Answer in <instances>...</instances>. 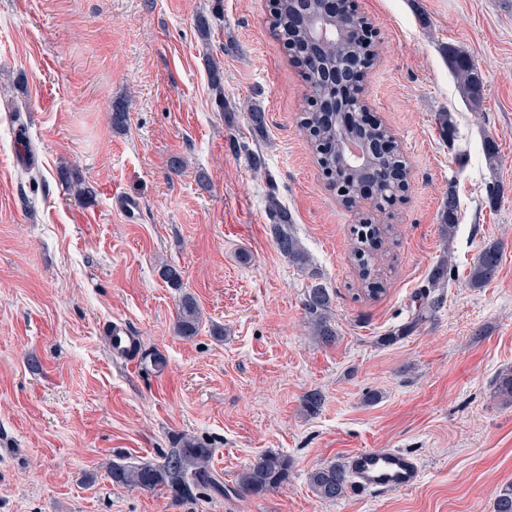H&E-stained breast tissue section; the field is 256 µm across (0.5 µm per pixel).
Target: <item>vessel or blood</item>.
<instances>
[{
  "instance_id": "b4317fda",
  "label": "vessel or blood",
  "mask_w": 512,
  "mask_h": 512,
  "mask_svg": "<svg viewBox=\"0 0 512 512\" xmlns=\"http://www.w3.org/2000/svg\"><path fill=\"white\" fill-rule=\"evenodd\" d=\"M353 474L361 489L392 492L413 487L420 478V465L406 453L375 449L356 453Z\"/></svg>"
}]
</instances>
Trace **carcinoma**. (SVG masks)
Returning <instances> with one entry per match:
<instances>
[{
    "mask_svg": "<svg viewBox=\"0 0 512 512\" xmlns=\"http://www.w3.org/2000/svg\"><path fill=\"white\" fill-rule=\"evenodd\" d=\"M303 10L296 0H276L270 9V30L288 51L295 55L293 63L305 74L309 87L307 102L332 100L336 91L328 83L336 67L352 59L365 68H371L379 55V46L371 37L372 25L357 11L341 10V38L317 48L308 39L307 28L295 19V12ZM450 66L462 89L474 104L481 100L479 77L467 56L460 51L450 53ZM358 91L346 87L342 92L345 107L352 123L338 124L323 112L305 109L300 127L305 132L313 149L316 162L322 173L328 176L330 184L343 189L342 201L350 203L358 197L364 184L361 170L343 163L342 147L351 138L358 141L361 149L368 154L371 168L380 180L390 186H406L409 169L396 139L380 121L371 126H358L355 120L361 106ZM112 128L123 130L127 126L128 104L117 101L112 105ZM458 216V202L453 192L443 210L442 230L448 237L454 234ZM292 218L285 209L276 210V223L272 225L275 244L289 262L300 270L309 266V256L300 240L291 229ZM392 225L378 223L377 216H358V223L352 229L353 246L351 261L358 271V290L368 297H374L383 290L380 280V264L383 254L379 253L382 242L391 233ZM502 261L501 249L490 244L481 251L471 267L468 281L471 287L480 288L491 282L497 275ZM311 284L305 290L304 310L308 317L311 333L324 345L336 342V330L329 321L328 312L333 303V292L318 281L315 272H309ZM439 299L432 297L424 303L416 320L409 325L382 337V342L392 344L405 337L428 312L438 307ZM201 324V310L195 297L185 293L180 298L175 329L178 335L190 338L196 335ZM213 449L190 437H183L176 447L162 456V461H138L112 463L109 475L112 482L134 489L147 491L167 488L182 499L195 497V490L202 488L216 495H224V483L213 473L210 463ZM292 463L288 456L266 451L238 475V491L261 496L288 483ZM309 486L317 497L334 501L346 496L356 488L355 478L345 461H334L312 470L308 476ZM494 512H512V483L503 486L494 501Z\"/></svg>",
    "mask_w": 512,
    "mask_h": 512,
    "instance_id": "1",
    "label": "carcinoma"
}]
</instances>
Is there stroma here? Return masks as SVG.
Segmentation results:
<instances>
[{"instance_id":"1","label":"stroma","mask_w":512,"mask_h":512,"mask_svg":"<svg viewBox=\"0 0 512 512\" xmlns=\"http://www.w3.org/2000/svg\"><path fill=\"white\" fill-rule=\"evenodd\" d=\"M356 4L383 46L362 98L410 167L374 299L357 293L350 261L371 201L347 207L317 166L299 125L307 87L270 32V0H0V512H493L512 482V398L497 390L512 371V0ZM452 50L478 73L480 105L463 96ZM120 99L129 119L116 131ZM21 136L34 168L14 162ZM71 177L94 197L79 200ZM121 200L138 203L136 220ZM276 206L334 292L333 345L304 326L310 280L276 247ZM490 243L499 272L470 287ZM444 259L448 277L432 285ZM166 264L182 287L163 280ZM431 292L441 304L418 319ZM185 293L202 312L190 338L175 330ZM116 321L137 336L134 352L113 353ZM154 353L164 370L148 369ZM312 389L324 395L314 415L302 408ZM184 435L213 448L230 496L176 501L112 483V461H159ZM379 448L414 455L418 483L312 493L309 472ZM268 450L291 459L287 485L235 494Z\"/></svg>"}]
</instances>
